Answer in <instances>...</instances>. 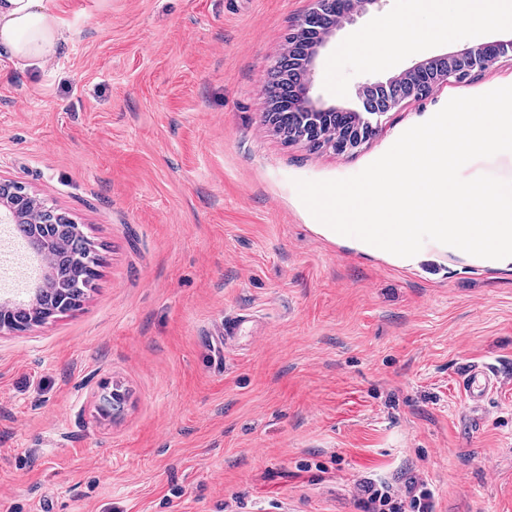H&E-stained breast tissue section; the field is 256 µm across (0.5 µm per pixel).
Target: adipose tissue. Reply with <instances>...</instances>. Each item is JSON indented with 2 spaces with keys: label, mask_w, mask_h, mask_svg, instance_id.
<instances>
[{
  "label": "adipose tissue",
  "mask_w": 512,
  "mask_h": 512,
  "mask_svg": "<svg viewBox=\"0 0 512 512\" xmlns=\"http://www.w3.org/2000/svg\"><path fill=\"white\" fill-rule=\"evenodd\" d=\"M477 26L512 24V0H418L411 13L389 18L364 30L356 43L368 61L386 63L391 50L409 39L439 40L452 36L460 16ZM65 30L53 12L52 0H0V46L27 66L41 65L65 42Z\"/></svg>",
  "instance_id": "1"
}]
</instances>
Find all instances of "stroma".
Listing matches in <instances>:
<instances>
[{"label": "stroma", "instance_id": "1", "mask_svg": "<svg viewBox=\"0 0 512 512\" xmlns=\"http://www.w3.org/2000/svg\"><path fill=\"white\" fill-rule=\"evenodd\" d=\"M41 66L0 47V174L82 224L104 261L80 309L0 334V512H362L364 478L426 477L434 512H512V270H409L331 241L294 186L352 176L512 59L383 114L339 153L264 122L312 0H53ZM412 0H376L321 49L311 94L512 38L459 22L388 67L350 47ZM249 315L232 347L218 327ZM499 383L483 409L470 364ZM125 395L118 418L100 406ZM499 382L495 370L484 365L469 366L465 377V392L474 404L482 402Z\"/></svg>", "mask_w": 512, "mask_h": 512}]
</instances>
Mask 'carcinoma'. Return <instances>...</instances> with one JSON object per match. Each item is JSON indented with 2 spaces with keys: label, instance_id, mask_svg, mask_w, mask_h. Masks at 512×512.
<instances>
[{
  "label": "carcinoma",
  "instance_id": "1",
  "mask_svg": "<svg viewBox=\"0 0 512 512\" xmlns=\"http://www.w3.org/2000/svg\"><path fill=\"white\" fill-rule=\"evenodd\" d=\"M284 82L290 88L297 85L286 62L274 70L271 88L277 102L276 119L280 132L288 138L296 126L284 116L289 99V92L283 93L279 89ZM13 228L36 252L51 251L56 258L57 268L62 272L56 280H40L35 300L16 303L7 312V317L14 324L28 328L40 315L59 308L64 301L70 307H75L97 276L102 257L88 241L81 225L72 223L64 214L51 216L45 212L38 213L31 221L15 224Z\"/></svg>",
  "mask_w": 512,
  "mask_h": 512
}]
</instances>
